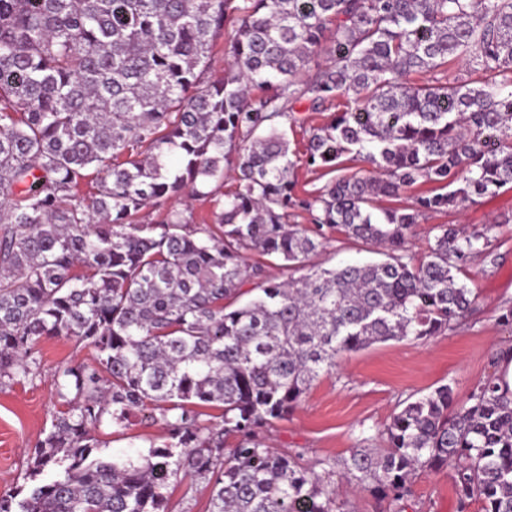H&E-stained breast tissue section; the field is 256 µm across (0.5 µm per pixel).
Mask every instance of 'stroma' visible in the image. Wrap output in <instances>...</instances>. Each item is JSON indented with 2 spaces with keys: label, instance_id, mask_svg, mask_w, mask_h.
<instances>
[{
  "label": "stroma",
  "instance_id": "obj_1",
  "mask_svg": "<svg viewBox=\"0 0 512 512\" xmlns=\"http://www.w3.org/2000/svg\"><path fill=\"white\" fill-rule=\"evenodd\" d=\"M453 224L468 231H486L498 256L496 264L476 259L465 281L476 296L467 318L455 330L427 342L389 341L344 354L337 375L314 382L288 418L268 432L273 448L300 452L306 465L320 459H348L368 436H377L401 402L418 398L449 384L465 396L477 381L496 376L497 354L512 352V330L498 323L501 310L512 305V184L492 196L447 214L420 219L409 236V248L422 258L434 242L436 228ZM372 245L333 235L319 249L313 263L333 267L347 262L372 261ZM36 377L0 383V496L25 483L35 443L51 427L58 408L54 372L65 363H89L92 347L65 337H48L38 344ZM161 424L135 414L127 429L103 423L95 432L105 457L138 456L150 443H162ZM343 512H459L449 468L427 470L417 477L413 494L395 502L374 491H343Z\"/></svg>",
  "mask_w": 512,
  "mask_h": 512
}]
</instances>
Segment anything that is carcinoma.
<instances>
[{
	"instance_id": "cac0c4a2",
	"label": "carcinoma",
	"mask_w": 512,
	"mask_h": 512,
	"mask_svg": "<svg viewBox=\"0 0 512 512\" xmlns=\"http://www.w3.org/2000/svg\"><path fill=\"white\" fill-rule=\"evenodd\" d=\"M303 105L336 112L298 156ZM302 165L329 179L305 189ZM418 182L436 189L381 205ZM510 183L512 0H0V378L36 376L42 337L96 351L56 369L60 409L28 467L46 481L0 512H175L164 489L186 477L211 486L208 512H334L341 483L399 502L445 466L461 509L512 512V391L494 377L463 401L449 384L403 401L385 447L339 469L265 435L342 354L467 315L460 275L496 261L485 233L441 224L419 261L409 233ZM332 232L384 259L309 263ZM253 252L301 275L271 279ZM138 412L167 441L99 456L95 429ZM236 24L234 22H229L226 27L224 28V36L218 39L214 43L213 47V60H212V67L210 71L208 72V76L215 78L220 76L222 71L224 70V64H225V56H224V49L226 42L229 41L231 36L234 34Z\"/></svg>"
}]
</instances>
